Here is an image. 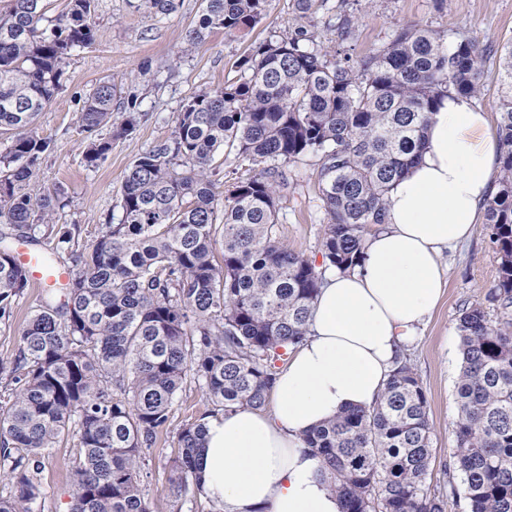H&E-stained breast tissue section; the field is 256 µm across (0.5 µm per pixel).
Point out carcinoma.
<instances>
[{
  "instance_id": "1",
  "label": "carcinoma",
  "mask_w": 512,
  "mask_h": 512,
  "mask_svg": "<svg viewBox=\"0 0 512 512\" xmlns=\"http://www.w3.org/2000/svg\"><path fill=\"white\" fill-rule=\"evenodd\" d=\"M201 28L229 37L252 29L268 0H205ZM95 0H68L56 17L47 0L0 7V223L20 238L44 229L55 252L75 245V229L50 223L58 193L24 191L51 142L35 120L64 81L71 53L96 41ZM288 28L271 33L237 63L240 76L192 97L177 113L170 141L144 152L124 175L122 218L76 252L67 283L51 290L18 332L19 350L0 395V470L15 494L0 512H34L38 476L52 448L76 440L70 512H152L143 482L144 448L170 422L188 378L212 409L177 432L171 494L201 485L196 456L206 420L242 407L261 410L276 362L309 331L328 270L359 263L366 229L384 223L389 192L420 159L432 116L447 98L481 92L491 51L417 24L354 59L316 44L315 19L332 14L338 41L358 18L347 0H293ZM497 134L501 175L486 221L499 255L492 320L475 303L462 310L461 368L455 383L453 476L448 495L428 491L431 435L427 395L400 361L369 408H354L313 428L307 447L321 460L341 512H449L463 493L469 512H512V44L502 48ZM117 88L96 87L81 112L86 166L95 168L112 138L136 129L129 110L112 128ZM113 129V137L97 133ZM318 159L324 210L322 266L278 235L284 166ZM258 167L235 178L220 199L217 162ZM222 262L216 263V249ZM29 286L27 269L0 248V319Z\"/></svg>"
}]
</instances>
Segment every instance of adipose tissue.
Instances as JSON below:
<instances>
[{
  "mask_svg": "<svg viewBox=\"0 0 512 512\" xmlns=\"http://www.w3.org/2000/svg\"><path fill=\"white\" fill-rule=\"evenodd\" d=\"M498 156L487 113L444 100L421 158L390 191L383 229L365 239L359 264L321 288L309 336L277 374L271 411L209 419L198 463L219 512H341L304 437L376 401L441 299V257L471 237Z\"/></svg>",
  "mask_w": 512,
  "mask_h": 512,
  "instance_id": "1",
  "label": "adipose tissue"
}]
</instances>
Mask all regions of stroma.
I'll return each mask as SVG.
<instances>
[{
	"mask_svg": "<svg viewBox=\"0 0 512 512\" xmlns=\"http://www.w3.org/2000/svg\"><path fill=\"white\" fill-rule=\"evenodd\" d=\"M95 5L96 43L73 51L66 59L63 87L38 118L37 130L50 139L51 148L39 160L31 183L35 189L63 191V204L52 221L76 227L79 245L97 237L106 221H120L125 172L142 153L169 140L183 104L198 93L236 80L238 60L270 32L287 26L293 16L292 0H269L263 19L245 35L229 37L215 30L188 51L186 34L199 26L202 0H181L169 14L147 12L139 0H95ZM356 9L360 21L349 42L356 58L388 42L397 28L411 22L441 32L462 31L480 44L493 46V53L483 61L482 90L474 102L490 121H497L502 68L498 49L512 43V0H359ZM104 79L112 80L118 89L114 123H121L132 104L138 124L131 135L113 139L106 159L89 168L83 160L87 139L79 117L85 99ZM285 171L288 184L281 191L280 239L289 250L321 263L324 226L314 162L292 163ZM490 234L489 224L479 222L466 244L444 254V296L420 327L417 341L404 351L428 398L432 456L427 485L433 491L448 482L445 468L455 446L459 315L475 302L482 303L490 316L499 314L491 298L498 280V257ZM43 295V290L26 288L15 301L9 322L0 321V363L14 360L18 331ZM209 408L198 385L187 381L169 425L147 449L145 483L153 512H217L197 491H188L176 501L168 495L176 434ZM74 461L75 449L69 441L59 443L44 460L39 475L43 512H65L71 500Z\"/></svg>",
	"mask_w": 512,
	"mask_h": 512,
	"instance_id": "stroma-1",
	"label": "stroma"
}]
</instances>
